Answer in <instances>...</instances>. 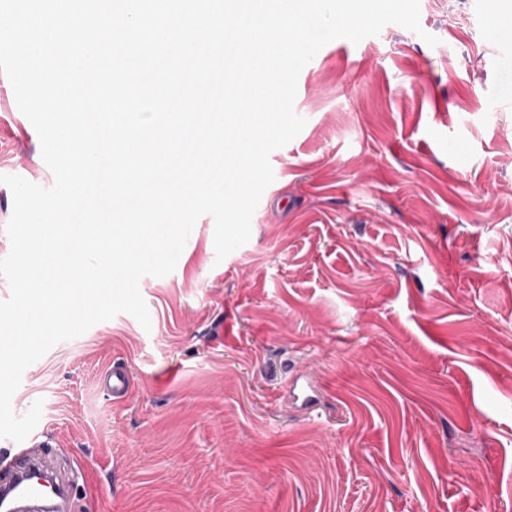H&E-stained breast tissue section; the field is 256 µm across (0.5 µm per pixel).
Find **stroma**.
Segmentation results:
<instances>
[{"mask_svg": "<svg viewBox=\"0 0 512 512\" xmlns=\"http://www.w3.org/2000/svg\"><path fill=\"white\" fill-rule=\"evenodd\" d=\"M512 0H420L336 39L247 243L198 219L175 270L28 367L11 406L76 512H512ZM437 45L425 42V35ZM44 188L0 74V176ZM127 366L113 399L98 375Z\"/></svg>", "mask_w": 512, "mask_h": 512, "instance_id": "1", "label": "stroma"}]
</instances>
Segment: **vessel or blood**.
<instances>
[{
    "label": "vessel or blood",
    "instance_id": "obj_1",
    "mask_svg": "<svg viewBox=\"0 0 512 512\" xmlns=\"http://www.w3.org/2000/svg\"><path fill=\"white\" fill-rule=\"evenodd\" d=\"M116 399L131 386L125 365L112 364L100 378ZM73 487L68 473L40 451L28 449L0 464V512H72Z\"/></svg>",
    "mask_w": 512,
    "mask_h": 512
}]
</instances>
